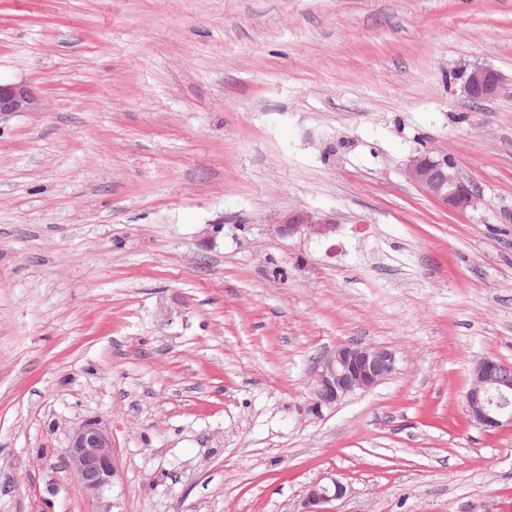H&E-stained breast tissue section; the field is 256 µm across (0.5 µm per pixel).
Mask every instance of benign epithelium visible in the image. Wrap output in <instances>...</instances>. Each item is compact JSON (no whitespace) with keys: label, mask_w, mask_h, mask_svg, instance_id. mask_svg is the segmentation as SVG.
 I'll use <instances>...</instances> for the list:
<instances>
[{"label":"benign epithelium","mask_w":512,"mask_h":512,"mask_svg":"<svg viewBox=\"0 0 512 512\" xmlns=\"http://www.w3.org/2000/svg\"><path fill=\"white\" fill-rule=\"evenodd\" d=\"M462 90L471 100H482L496 93L499 74L491 67H460ZM41 99L25 83H0V119L19 113L37 112ZM404 177L424 196L450 212L465 214L477 208L480 194L459 175L446 155L418 154L406 164ZM280 236L327 238L336 232V219L307 210H289L271 221ZM397 371L394 351L383 346L342 342L317 359L312 371V389L316 402L331 404L358 392L372 389ZM471 421L494 430L512 426V377L502 364L489 358L481 360L472 372L466 393ZM67 467L78 477L86 493L101 499L120 477V468L112 445V433L98 420H85L72 432L64 450ZM347 486L333 474L309 485L301 512H332L329 504L345 496Z\"/></svg>","instance_id":"1"}]
</instances>
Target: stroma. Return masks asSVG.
Returning <instances> with one entry per match:
<instances>
[{"label": "stroma", "instance_id": "1", "mask_svg": "<svg viewBox=\"0 0 512 512\" xmlns=\"http://www.w3.org/2000/svg\"><path fill=\"white\" fill-rule=\"evenodd\" d=\"M0 81L44 100L0 120V512H301L328 473L335 512H512V427L466 411L512 367V0H0ZM293 209L335 234L276 235ZM344 341L398 370L315 406ZM87 419L103 501L64 458ZM459 76L463 79V93L471 100L491 97L496 93L500 84L499 74L487 66H461ZM403 174L424 196L450 212L465 214L475 210L481 200L479 192L459 175L447 155L412 156ZM512 377L502 364L489 358L481 360L472 372L466 393L471 421L486 430L512 426ZM64 455L67 467L92 498L102 499L120 477L112 433L98 420H85L73 429ZM346 492L344 482L334 474H327L307 487L301 512H332L328 505L343 498Z\"/></svg>", "mask_w": 512, "mask_h": 512}]
</instances>
